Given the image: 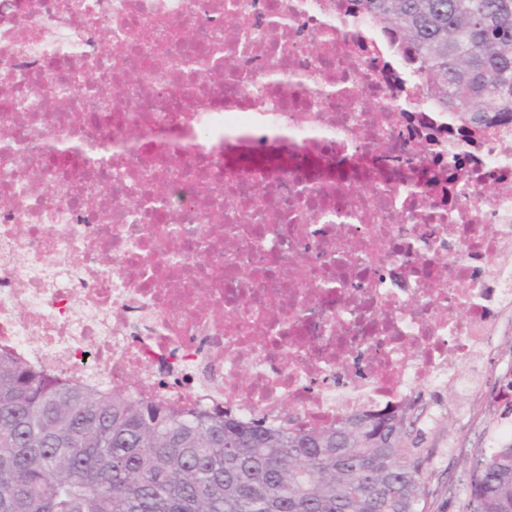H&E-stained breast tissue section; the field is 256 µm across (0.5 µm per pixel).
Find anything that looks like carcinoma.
<instances>
[{
  "mask_svg": "<svg viewBox=\"0 0 512 512\" xmlns=\"http://www.w3.org/2000/svg\"><path fill=\"white\" fill-rule=\"evenodd\" d=\"M458 134L512 123V0H360ZM411 407L290 431L59 379L0 354V512H424ZM461 512H512V443Z\"/></svg>",
  "mask_w": 512,
  "mask_h": 512,
  "instance_id": "obj_1",
  "label": "carcinoma"
}]
</instances>
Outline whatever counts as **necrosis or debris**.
I'll list each match as a JSON object with an SVG mask.
<instances>
[{
  "label": "necrosis or debris",
  "instance_id": "necrosis-or-debris-1",
  "mask_svg": "<svg viewBox=\"0 0 512 512\" xmlns=\"http://www.w3.org/2000/svg\"><path fill=\"white\" fill-rule=\"evenodd\" d=\"M454 124L359 0H0V352L291 429L454 384L512 311V126Z\"/></svg>",
  "mask_w": 512,
  "mask_h": 512
}]
</instances>
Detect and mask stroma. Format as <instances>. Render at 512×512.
<instances>
[{
    "label": "stroma",
    "instance_id": "35a3bbf8",
    "mask_svg": "<svg viewBox=\"0 0 512 512\" xmlns=\"http://www.w3.org/2000/svg\"><path fill=\"white\" fill-rule=\"evenodd\" d=\"M511 368L512 313L503 317L491 356L459 367L460 385H433L415 392L411 413L421 430L418 455L426 486L425 512H460L458 491L468 480L472 458L487 448L500 424L512 423V413L490 403Z\"/></svg>",
    "mask_w": 512,
    "mask_h": 512
}]
</instances>
